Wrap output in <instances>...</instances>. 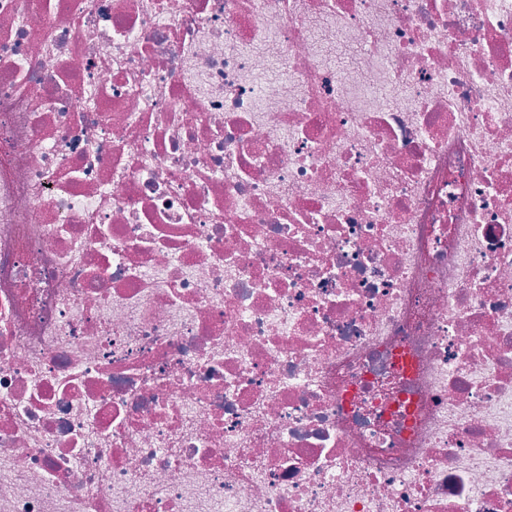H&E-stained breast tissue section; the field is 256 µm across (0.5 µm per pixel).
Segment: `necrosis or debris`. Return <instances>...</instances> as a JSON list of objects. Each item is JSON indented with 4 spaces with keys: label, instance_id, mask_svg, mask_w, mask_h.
<instances>
[{
    "label": "necrosis or debris",
    "instance_id": "4bbe7bcc",
    "mask_svg": "<svg viewBox=\"0 0 512 512\" xmlns=\"http://www.w3.org/2000/svg\"><path fill=\"white\" fill-rule=\"evenodd\" d=\"M0 512H512V0H0Z\"/></svg>",
    "mask_w": 512,
    "mask_h": 512
}]
</instances>
